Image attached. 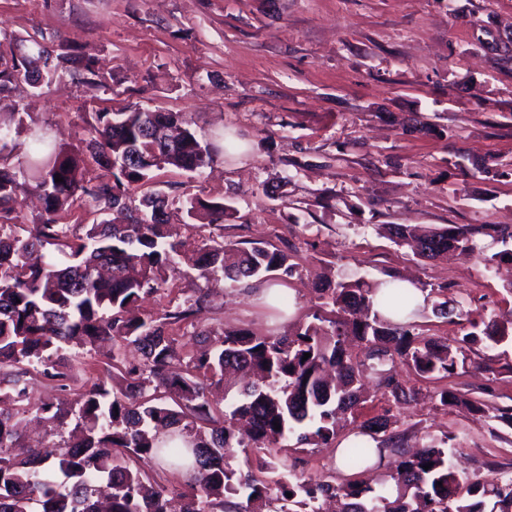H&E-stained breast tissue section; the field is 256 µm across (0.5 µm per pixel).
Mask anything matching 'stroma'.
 <instances>
[{
	"mask_svg": "<svg viewBox=\"0 0 512 512\" xmlns=\"http://www.w3.org/2000/svg\"><path fill=\"white\" fill-rule=\"evenodd\" d=\"M42 38L97 62L104 91L62 74L20 82L0 118L24 107L58 142L86 138L95 112L139 107L184 112L208 142H235L196 173L167 167L156 186L175 202L224 199V240H263L285 251L292 273L276 282L292 315L273 317L246 281L217 287L207 309L177 332L182 359L194 332L224 327L285 335L309 321L316 282L338 273H392L441 290L471 317L512 307L501 278L474 257L426 259L394 243L389 224L512 226V0H0V42ZM495 158L500 177L480 167ZM201 284L180 268L136 313L158 316ZM76 365L66 388L42 375L35 400L73 402L113 373L105 350L66 348ZM452 378L398 374L416 389L396 408L371 394L335 440L289 448L277 472L342 482L335 460L372 417L391 412L409 445L455 436L462 475L488 465L512 473V428L488 429L467 408L441 405L451 387L512 407V344L473 345ZM492 372H482V365Z\"/></svg>",
	"mask_w": 512,
	"mask_h": 512,
	"instance_id": "1",
	"label": "stroma"
}]
</instances>
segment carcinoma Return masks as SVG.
I'll list each match as a JSON object with an SVG mask.
<instances>
[{"mask_svg":"<svg viewBox=\"0 0 512 512\" xmlns=\"http://www.w3.org/2000/svg\"><path fill=\"white\" fill-rule=\"evenodd\" d=\"M40 72L48 78L67 72L93 90L104 87L91 58L30 39L0 50V96L19 78ZM218 151L201 144L184 114L137 107L95 113L83 147H58L41 129L30 130L27 144L11 145L9 132L0 129V404L17 407L15 415L0 411V512H264L270 505L272 512H319L321 498L342 500L341 512H512V477L492 468L460 481L452 436L410 451L403 437L392 435L388 445L371 448L365 437L387 431V413L362 425V439L342 449L340 458L345 468L361 470L381 465L387 452L398 456L379 490L278 474L270 465L292 439L300 445L335 439L336 411L361 403L364 379H374L394 404H408L416 393L398 380L396 363L423 378H450L467 364L465 347L512 342V310L469 320L456 344H439L416 332L420 308L399 278L339 274L317 286L325 310L294 334L202 330L191 363L172 371L173 327L202 312L211 288L226 280L268 281L290 270L288 254L262 242L244 249L224 243L232 207L200 197L183 201L185 224L212 225L219 233L201 243L170 240L169 197L161 189L145 195L126 224L77 226L66 217L76 204L100 214L125 209L130 190L153 180L154 171L199 172ZM89 161L104 169L94 185L81 179ZM57 174L63 181L55 182ZM30 195L42 204L41 221L19 224L16 210ZM391 231L419 257L457 250L477 255L488 269L512 262V229L498 224H394ZM488 238L502 249L487 253ZM178 264L204 281L197 295L155 318L127 317L131 306L165 288ZM434 294L426 295L434 315L462 318L463 311ZM348 336L366 343L361 369L345 346ZM106 341L114 369L129 345L144 358L140 366L119 368L124 389L96 383L69 407L33 401L26 366L40 365L43 376L63 381L66 373L54 356L64 346L94 348ZM206 379L224 385V409L209 400ZM439 399L490 412L512 427V408H491L450 388ZM32 409L45 423L72 426L69 440L44 452L21 447V415ZM239 451L252 459L245 472L230 463ZM129 456L189 465L188 490L170 492L146 481L127 464ZM428 463L431 468L423 469Z\"/></svg>","mask_w":512,"mask_h":512,"instance_id":"carcinoma-1","label":"carcinoma"}]
</instances>
